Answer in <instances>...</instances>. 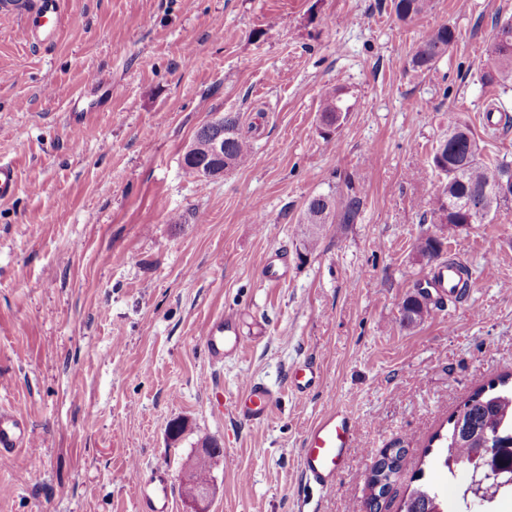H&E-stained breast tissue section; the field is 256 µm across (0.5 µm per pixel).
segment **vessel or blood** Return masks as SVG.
<instances>
[{"label": "vessel or blood", "mask_w": 512, "mask_h": 512, "mask_svg": "<svg viewBox=\"0 0 512 512\" xmlns=\"http://www.w3.org/2000/svg\"><path fill=\"white\" fill-rule=\"evenodd\" d=\"M0 12L14 14L24 21L36 41L44 42L61 30L65 20L63 0H0ZM203 345L214 360L236 351L241 338L233 317L224 316L211 321L203 330ZM319 372L306 363L290 375L292 388L300 394L312 392L318 385ZM274 402L272 391L262 382L247 381L239 389L234 409L237 416L249 424L267 421ZM359 425L349 414L330 410L317 420L303 439L302 470L305 479L316 486H332L349 448L359 444ZM29 443L26 424L6 412H0V464L7 463L16 449ZM137 489L148 512H169V479L165 472H157Z\"/></svg>", "instance_id": "1"}]
</instances>
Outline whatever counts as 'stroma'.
Returning <instances> with one entry per match:
<instances>
[{
	"mask_svg": "<svg viewBox=\"0 0 512 512\" xmlns=\"http://www.w3.org/2000/svg\"><path fill=\"white\" fill-rule=\"evenodd\" d=\"M50 43L0 14V160L18 189L0 201V408L32 447L0 466V512H144L132 467L165 470L184 512L185 466L208 439L224 450L210 512H367V475L406 450L382 502L438 483L432 435L478 387L512 370V203L488 224L441 232L473 273L422 323L402 322L433 262L446 178L430 154L450 121L483 158L512 161V82L483 85L487 49L512 0H431L409 21L391 0H65ZM456 40L428 70L412 56L433 29ZM109 91L99 111L71 115ZM338 92L347 117L319 125ZM239 114L251 158L215 178L184 167L197 130ZM360 199L305 251L299 221L325 195ZM285 258L288 275L265 268ZM230 315L239 351L212 361L201 332ZM298 362L316 390L289 384ZM249 380L274 393L269 419L242 422ZM360 424L334 485H309L301 448L322 414ZM186 424L179 440L169 426ZM318 380L319 372L310 363L296 367L290 375L291 387L302 395L312 392L317 387Z\"/></svg>",
	"mask_w": 512,
	"mask_h": 512,
	"instance_id": "obj_1",
	"label": "stroma"
}]
</instances>
